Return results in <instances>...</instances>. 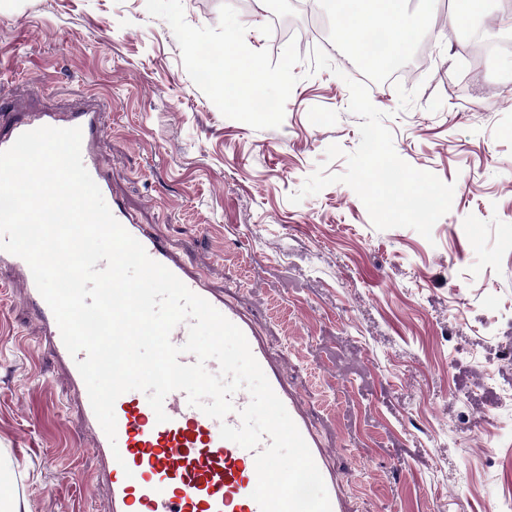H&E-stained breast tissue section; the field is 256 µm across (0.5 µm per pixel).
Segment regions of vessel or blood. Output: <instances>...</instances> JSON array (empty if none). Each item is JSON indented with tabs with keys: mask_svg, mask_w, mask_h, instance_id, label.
I'll return each mask as SVG.
<instances>
[{
	"mask_svg": "<svg viewBox=\"0 0 512 512\" xmlns=\"http://www.w3.org/2000/svg\"><path fill=\"white\" fill-rule=\"evenodd\" d=\"M103 104V99L97 98L78 112L20 113L8 129L0 128V151L11 147L20 134L42 126L80 128L83 164L102 195H109L111 181L98 161L107 134L101 112ZM110 210L150 258L168 268L244 333L253 356L311 451L327 488L331 512H347L329 453L313 432L302 404L289 388L249 314L208 288L204 278L185 264L175 247L147 232L123 201L113 199ZM0 272L22 285L41 330L39 344L52 354L57 369L66 378L78 407L80 432L90 437L97 458L96 469L86 485L93 492L105 490L107 512H260L251 497L257 484L254 452L220 436L221 424L240 426L238 411L249 403L248 392L241 390L233 395L235 410L222 421L190 406L184 392H171L164 399L168 419L162 423L157 422L147 399L126 392L115 402L116 438L108 440L93 412L75 360L62 341L50 307L36 288L28 264L0 250Z\"/></svg>",
	"mask_w": 512,
	"mask_h": 512,
	"instance_id": "obj_1",
	"label": "vessel or blood"
}]
</instances>
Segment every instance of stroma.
<instances>
[{"label": "stroma", "mask_w": 512, "mask_h": 512, "mask_svg": "<svg viewBox=\"0 0 512 512\" xmlns=\"http://www.w3.org/2000/svg\"><path fill=\"white\" fill-rule=\"evenodd\" d=\"M301 0H0V104L67 112L92 93L110 134L99 163L151 234L247 311L305 406L349 512H512V52L460 82L448 0L402 55L426 74L380 84L396 153L454 184L423 237L376 229L346 184L300 203L329 145L360 141L335 29L333 71L277 39ZM271 79L270 113L224 102L193 52L225 34ZM0 273V512H106L79 417L18 286Z\"/></svg>", "instance_id": "obj_1"}]
</instances>
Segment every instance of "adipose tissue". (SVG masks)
<instances>
[{
    "instance_id": "ef3b65f1",
    "label": "adipose tissue",
    "mask_w": 512,
    "mask_h": 512,
    "mask_svg": "<svg viewBox=\"0 0 512 512\" xmlns=\"http://www.w3.org/2000/svg\"><path fill=\"white\" fill-rule=\"evenodd\" d=\"M334 24L343 41L372 70L384 68L386 60L365 47L363 38L367 32L382 29L398 51L414 37V28L407 21V0H337ZM208 67L222 92L240 104L266 80L257 58L229 48L211 57Z\"/></svg>"
}]
</instances>
